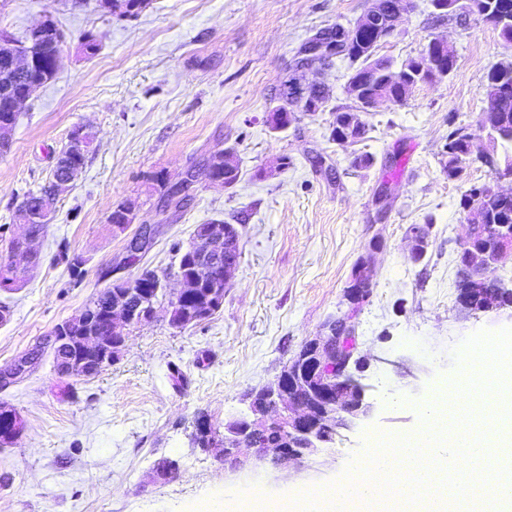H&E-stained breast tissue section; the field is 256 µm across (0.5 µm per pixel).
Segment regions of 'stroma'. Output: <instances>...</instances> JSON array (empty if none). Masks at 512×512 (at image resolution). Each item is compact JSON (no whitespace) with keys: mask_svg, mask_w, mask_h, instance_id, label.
Listing matches in <instances>:
<instances>
[{"mask_svg":"<svg viewBox=\"0 0 512 512\" xmlns=\"http://www.w3.org/2000/svg\"><path fill=\"white\" fill-rule=\"evenodd\" d=\"M372 0H148L126 18L93 0H0V28L23 34L44 16L65 32L56 78L23 110L0 154V246L26 192L53 176L72 130L95 145L38 243L27 282L0 291L10 319L0 324L5 367L58 324L79 314L122 267L172 274L178 248L197 225L219 219L242 231L240 263L210 319L179 330L165 316L131 328L119 361L96 375L62 377L52 354L9 389L0 406L25 421L23 436L0 447V512H203L243 490L272 495L340 481L374 438L421 424L419 408L460 371L453 352L472 334L512 328V307L470 313L457 300L456 250L475 221L459 205L470 185L512 191V175L481 163L460 178L443 171V147L455 128L476 130L475 152L502 153L478 123L490 67L512 56L498 30L475 12L440 18L414 0L379 55L402 62L444 37L456 70L418 85L403 102L366 116L365 140L340 146L330 137L336 111L354 103L346 70L308 71L332 90L322 111L300 113L287 130L266 122L273 89L314 31L354 22ZM97 35L96 53L82 36ZM235 148L240 177L229 188L194 183L190 204L164 210L156 174L184 178L214 152ZM372 156L356 170L355 156ZM288 165L278 168L280 158ZM131 203L151 244L126 263V234L108 216ZM430 227L429 246L412 261L411 225ZM372 252V298L358 316L363 358L358 376L375 407L370 419L342 430L330 447L298 467L257 463L228 472L215 450L193 447L198 415L216 430L244 411L243 396L274 378L303 342L321 335L348 308L358 258ZM80 256L74 276L67 256ZM178 460L173 480L153 476L155 462Z\"/></svg>","mask_w":512,"mask_h":512,"instance_id":"obj_1","label":"stroma"}]
</instances>
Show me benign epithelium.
<instances>
[{"instance_id":"obj_1","label":"benign epithelium","mask_w":512,"mask_h":512,"mask_svg":"<svg viewBox=\"0 0 512 512\" xmlns=\"http://www.w3.org/2000/svg\"><path fill=\"white\" fill-rule=\"evenodd\" d=\"M434 13L440 17L461 16L475 11L481 15L489 13L484 0H429ZM413 8V0H400L389 8L375 0L367 15L354 24L333 25V36L319 33L309 36L294 55L290 69L299 72L315 66L330 67L337 62H355L364 55L366 41L363 29L372 32L374 42L387 40L396 30L401 18ZM53 30L58 43H63L60 29L49 16L41 19L27 30L23 42L14 43L18 50L0 58V73L7 76H24L28 73L29 49ZM449 47L447 40L433 38L420 56V71H432V81H441L448 77V69L436 62L438 49ZM313 84L303 83L292 77L280 84L274 91L277 106L269 113L270 125L281 130L295 119V111L310 112L320 106L312 91ZM40 84L25 82L21 91L13 94L8 109L19 112L33 98ZM75 177L72 169L61 164L59 174L38 192V205L24 211V218L18 220L19 226L28 228V224L49 223L57 196ZM498 196L512 197L496 185L473 186L465 191L470 196L469 208L478 206V199L484 191ZM429 233L424 227H416L410 232L413 243L412 256L426 251ZM241 233L233 224H212L208 235L196 241L192 247L197 274L186 277L181 271L174 276L183 289L171 293L168 308L178 305L183 291L189 288L209 286L212 306L224 302V288L231 277L236 260L231 255L220 256L223 246L240 245ZM468 243L457 249L461 285L458 303L469 312H493L503 307L502 295L505 289L496 281L493 274L506 255L512 251L511 238H494V244L483 252L482 262L474 268L467 263ZM36 253L35 239L25 235L16 240V246L5 253V261L0 264L3 270L23 268L33 261ZM374 269L371 259L362 258L353 274L350 302L352 307L335 318L337 327L326 326V331L306 341L286 362L276 378L266 386L247 396V408L240 415L224 423V439L220 447V456L224 469L238 471L248 465L242 456V448L254 450V459L270 462L275 466L298 464L314 455L319 449L331 443L343 429L349 428L357 420H365L373 413V405L365 399V386L356 377L359 359L354 357L356 345L345 347L349 339H356V320L360 307L371 296V290L361 287V283L373 278ZM111 291L119 294L112 301L108 311L110 334L120 339L124 346L127 326L144 325L154 320L157 305L154 298L135 290L131 280L118 277L112 280ZM85 319L68 321L58 325L50 336L52 346H69L77 353L64 359L59 375L66 377H84L88 365L95 369L119 359L115 346L105 336L89 333L83 329ZM37 361L23 355L13 366L0 369V390L14 385L30 372ZM276 429L282 439L277 448H267L259 441L264 432ZM193 441L199 448L213 447L214 431L207 418L198 417L193 425Z\"/></svg>"}]
</instances>
